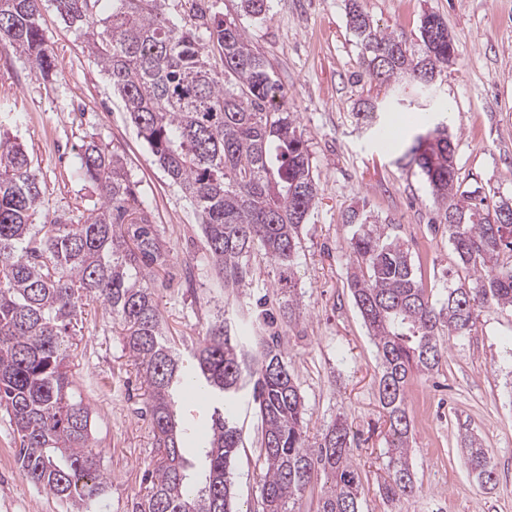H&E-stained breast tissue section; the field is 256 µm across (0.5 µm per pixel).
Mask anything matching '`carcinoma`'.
<instances>
[{"label":"carcinoma","mask_w":512,"mask_h":512,"mask_svg":"<svg viewBox=\"0 0 512 512\" xmlns=\"http://www.w3.org/2000/svg\"><path fill=\"white\" fill-rule=\"evenodd\" d=\"M45 1L86 40L152 155L194 206L222 287L251 285V259L262 255L275 269L272 287L286 296L278 311L290 325L300 310L294 259L319 186L303 132L245 30L208 13L202 0H191L197 23L190 26L167 17L164 0H112L105 18L98 17L101 0H0V43L26 56L45 79L56 71L39 22ZM241 8L263 20L270 0H241ZM346 9L362 66L377 81L424 89L455 55L448 27L434 13L421 20L416 50L404 35L375 25L360 0H347ZM211 51L221 58L219 71ZM455 151L443 119L415 135L407 151L448 225L457 264L469 272L470 285L448 288L441 306L418 280L392 225L371 223L358 207L345 214V223L358 226L349 242L348 288L377 349L378 401L390 436L383 494L391 500L415 491L409 382L446 361L441 335L468 334L485 306L512 311V200L461 189ZM79 159L80 176L97 187V204L77 221L57 216L37 224L42 182L23 146L0 129V410L15 426L17 462L28 482L70 512H89L105 493L93 415L75 397L71 373L78 317L87 302L97 301L146 386L156 462L133 512H242L230 466L241 442L234 415L246 381L262 425L261 512H295L298 497L315 485V512H360L346 420L309 436L305 400L280 336H270L250 357L218 320L192 349L196 366L182 369V351L155 298L168 253L136 184L121 156L93 139ZM175 383L191 395L222 400L211 416L205 482L198 488L188 481L183 447L193 428L172 410ZM463 443L477 481L493 483L480 440L466 435Z\"/></svg>","instance_id":"1"}]
</instances>
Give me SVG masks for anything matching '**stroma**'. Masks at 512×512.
<instances>
[{"label": "stroma", "mask_w": 512, "mask_h": 512, "mask_svg": "<svg viewBox=\"0 0 512 512\" xmlns=\"http://www.w3.org/2000/svg\"><path fill=\"white\" fill-rule=\"evenodd\" d=\"M381 29L419 44L425 14L439 15L454 42L455 60L435 78L428 99L414 87L402 93L363 76L360 49L344 0H271L266 19L246 16L239 0H209L213 13L236 20L283 87L289 111L304 132L320 191L302 229L296 255L302 314L280 330L288 367L305 399L311 435L346 418L352 459L361 478V512H512V313L486 308L471 332L446 342L438 373L410 381L406 400L413 424L409 463L415 497L386 501L387 418L377 397L376 348L347 287L344 216L366 205L380 224H392L411 253L415 271L441 303L466 273L454 265L452 245L430 189L400 158L427 116H447L456 137V176L462 188L512 197V0H360ZM42 27L57 60L43 80L11 48H0V126L24 146L45 189L40 216H79L98 192L78 173L84 142L94 139L124 160L140 199L169 253L156 300L171 333L197 342L208 323L247 324L269 335L257 301L271 296L273 267L253 257L252 287L224 292L205 258L194 207L172 184L137 129L119 94L89 56L82 38L52 6ZM382 104L385 120L407 117L394 145L385 146L356 112L364 100ZM72 373L92 411L101 467L111 481L103 512H132L134 495L156 459L145 413V385L101 303L85 306ZM242 444L232 464L235 501L257 506L263 462L261 425L253 407L240 413ZM488 448L495 470L484 487L462 456L465 431ZM19 440L0 412V512H66L35 488L16 460Z\"/></svg>", "instance_id": "stroma-1"}]
</instances>
